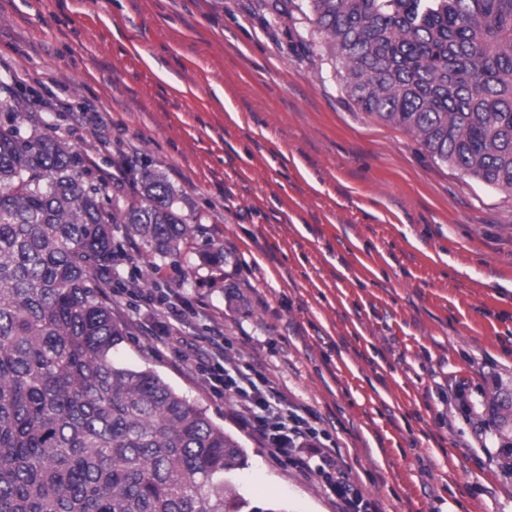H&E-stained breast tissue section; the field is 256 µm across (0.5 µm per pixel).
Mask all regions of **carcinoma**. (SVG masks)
Masks as SVG:
<instances>
[{
    "instance_id": "carcinoma-1",
    "label": "carcinoma",
    "mask_w": 512,
    "mask_h": 512,
    "mask_svg": "<svg viewBox=\"0 0 512 512\" xmlns=\"http://www.w3.org/2000/svg\"><path fill=\"white\" fill-rule=\"evenodd\" d=\"M304 2L362 111L512 192V0ZM95 169L0 120V512H282L240 494L246 452L204 408L115 361L127 331L98 277L112 225L160 261L195 229L149 168L124 208Z\"/></svg>"
}]
</instances>
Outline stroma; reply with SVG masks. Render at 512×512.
Returning a JSON list of instances; mask_svg holds the SVG:
<instances>
[{
	"mask_svg": "<svg viewBox=\"0 0 512 512\" xmlns=\"http://www.w3.org/2000/svg\"><path fill=\"white\" fill-rule=\"evenodd\" d=\"M297 3L0 0V110L90 156L110 203L146 168L177 191L195 227L178 258L153 266L113 227L117 357L238 439L251 505L346 512L242 426L143 295L188 304L187 335L220 329L230 366L307 409L369 512H512V193L360 110Z\"/></svg>",
	"mask_w": 512,
	"mask_h": 512,
	"instance_id": "35a3bbf8",
	"label": "stroma"
}]
</instances>
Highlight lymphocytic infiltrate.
Here are the masks:
<instances>
[{"instance_id":"lymphocytic-infiltrate-1","label":"lymphocytic infiltrate","mask_w":512,"mask_h":512,"mask_svg":"<svg viewBox=\"0 0 512 512\" xmlns=\"http://www.w3.org/2000/svg\"><path fill=\"white\" fill-rule=\"evenodd\" d=\"M224 344L219 332L185 343L186 348L203 350L207 356L206 382L210 390L217 395L227 391L236 394L243 425L266 442L275 457H291L297 448L311 449L317 459L313 472L318 479L345 502L349 512H364L366 505L360 490L337 468L333 449L321 447V432L309 421L306 409L289 403L264 375H251L229 366Z\"/></svg>"}]
</instances>
